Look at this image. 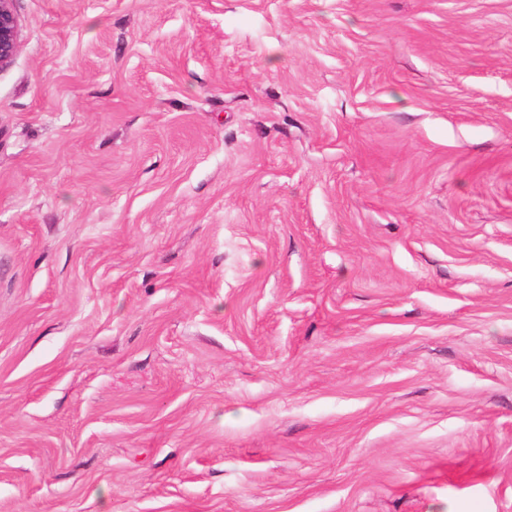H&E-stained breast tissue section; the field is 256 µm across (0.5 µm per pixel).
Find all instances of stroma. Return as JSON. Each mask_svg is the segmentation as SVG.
<instances>
[{
    "label": "stroma",
    "mask_w": 512,
    "mask_h": 512,
    "mask_svg": "<svg viewBox=\"0 0 512 512\" xmlns=\"http://www.w3.org/2000/svg\"><path fill=\"white\" fill-rule=\"evenodd\" d=\"M0 512H512V0H16Z\"/></svg>",
    "instance_id": "obj_1"
}]
</instances>
